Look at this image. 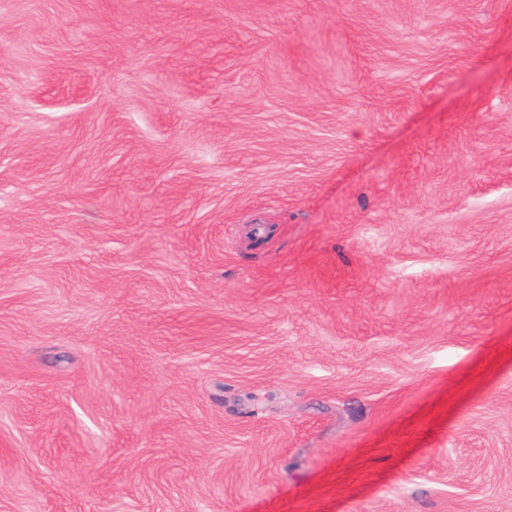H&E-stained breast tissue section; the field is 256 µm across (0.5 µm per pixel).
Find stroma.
I'll use <instances>...</instances> for the list:
<instances>
[{"label":"stroma","instance_id":"stroma-1","mask_svg":"<svg viewBox=\"0 0 512 512\" xmlns=\"http://www.w3.org/2000/svg\"><path fill=\"white\" fill-rule=\"evenodd\" d=\"M0 512H512V0H0Z\"/></svg>","mask_w":512,"mask_h":512}]
</instances>
